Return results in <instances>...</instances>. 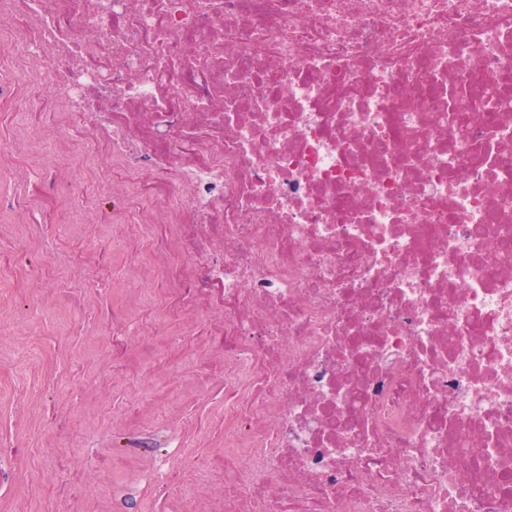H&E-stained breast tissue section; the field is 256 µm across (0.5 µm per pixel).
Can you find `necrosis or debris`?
<instances>
[{
    "mask_svg": "<svg viewBox=\"0 0 512 512\" xmlns=\"http://www.w3.org/2000/svg\"><path fill=\"white\" fill-rule=\"evenodd\" d=\"M0 63L171 221L153 360L224 362L218 431L134 428L159 488L222 439L199 512H512V0H0ZM224 310L217 332L171 301ZM159 454L148 457L147 452ZM221 498H213L214 487ZM168 317L180 323L196 326L198 330H206L213 323L224 322V311L214 307L202 314H191L178 307H171Z\"/></svg>",
    "mask_w": 512,
    "mask_h": 512,
    "instance_id": "1",
    "label": "necrosis or debris"
}]
</instances>
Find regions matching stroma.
<instances>
[{"label":"stroma","instance_id":"35a3bbf8","mask_svg":"<svg viewBox=\"0 0 512 512\" xmlns=\"http://www.w3.org/2000/svg\"><path fill=\"white\" fill-rule=\"evenodd\" d=\"M24 83L0 91V139L12 142L0 155V225L9 242L0 246V266L13 276L0 286V440L29 449L15 460L16 476L0 479V512H55L56 491L72 479L81 486L72 512L111 508L114 493L128 496L130 512H164L165 499L126 473L114 472L110 455L121 452L126 435L112 429V393L124 391L143 409L146 422L178 424L184 404L154 397L162 381H184L202 406L199 420L220 416L212 400L224 382V366L200 365L191 351L149 374L138 370L144 337L114 336L112 313L126 295L149 300L163 294V279L132 273L124 289L112 286V267L139 248L136 229L112 221V198L130 192L112 151L99 144L85 177L92 205L75 208L69 195L71 157L81 147L51 115L57 110L51 87L40 89L41 113L18 127L15 105ZM69 224L71 238L58 240L54 227ZM81 283L91 317L66 307L60 277ZM115 343L102 356L99 343Z\"/></svg>","mask_w":512,"mask_h":512}]
</instances>
